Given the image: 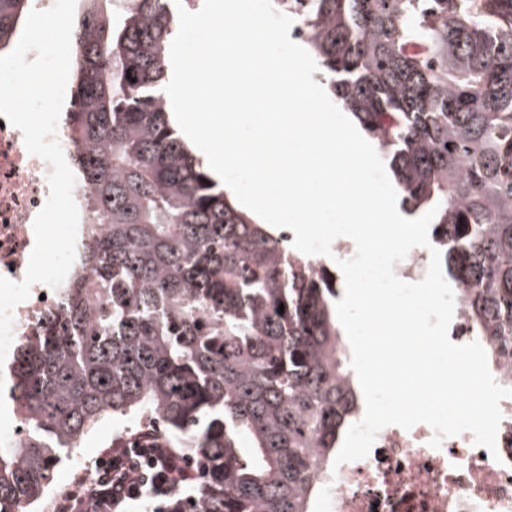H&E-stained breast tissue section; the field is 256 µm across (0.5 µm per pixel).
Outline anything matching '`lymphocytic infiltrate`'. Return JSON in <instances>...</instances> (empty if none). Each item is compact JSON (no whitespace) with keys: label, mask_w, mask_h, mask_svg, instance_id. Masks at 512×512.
I'll return each mask as SVG.
<instances>
[{"label":"lymphocytic infiltrate","mask_w":512,"mask_h":512,"mask_svg":"<svg viewBox=\"0 0 512 512\" xmlns=\"http://www.w3.org/2000/svg\"><path fill=\"white\" fill-rule=\"evenodd\" d=\"M190 464L152 433L98 456L52 501L51 512H166L181 499Z\"/></svg>","instance_id":"obj_1"}]
</instances>
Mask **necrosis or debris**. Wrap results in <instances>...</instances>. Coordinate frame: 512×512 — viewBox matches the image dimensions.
I'll return each instance as SVG.
<instances>
[{"label":"necrosis or debris","mask_w":512,"mask_h":512,"mask_svg":"<svg viewBox=\"0 0 512 512\" xmlns=\"http://www.w3.org/2000/svg\"><path fill=\"white\" fill-rule=\"evenodd\" d=\"M51 167L29 153L19 129L0 126V276L21 281L34 245L33 222L49 197ZM65 307L56 288L34 284L13 316V341L35 336L47 314ZM432 429L383 428L367 457L316 472V512H512V425L500 423L496 448L471 433L433 448Z\"/></svg>","instance_id":"obj_1"}]
</instances>
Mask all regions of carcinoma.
Segmentation results:
<instances>
[{
  "label": "carcinoma",
  "instance_id": "obj_1",
  "mask_svg": "<svg viewBox=\"0 0 512 512\" xmlns=\"http://www.w3.org/2000/svg\"><path fill=\"white\" fill-rule=\"evenodd\" d=\"M174 0H78L66 119L89 210V278L16 351L28 423L0 447V512L34 504L103 417L160 419L197 464L170 512H312L315 474L360 395L336 281L239 210L160 91ZM338 106L377 140L411 215L466 284L465 317L512 361V0H279ZM29 0H0V53ZM284 312H279V306Z\"/></svg>",
  "mask_w": 512,
  "mask_h": 512
}]
</instances>
